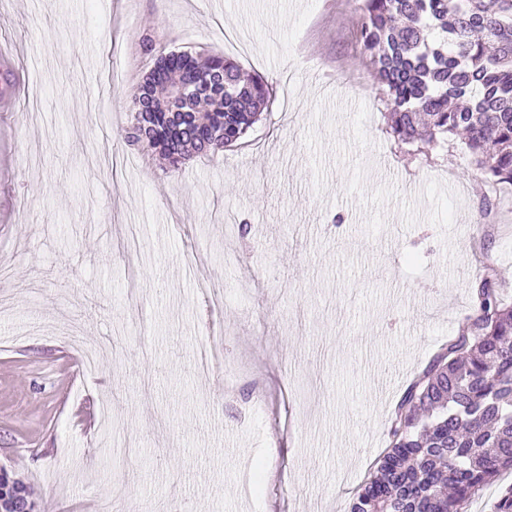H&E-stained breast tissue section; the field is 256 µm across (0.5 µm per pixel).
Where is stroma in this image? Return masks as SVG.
I'll use <instances>...</instances> for the list:
<instances>
[{"instance_id": "1", "label": "stroma", "mask_w": 512, "mask_h": 512, "mask_svg": "<svg viewBox=\"0 0 512 512\" xmlns=\"http://www.w3.org/2000/svg\"><path fill=\"white\" fill-rule=\"evenodd\" d=\"M359 21V0H0V466L40 512H349L486 264L512 301V207L481 216L460 140L387 134ZM158 31L275 91L177 171L123 140Z\"/></svg>"}]
</instances>
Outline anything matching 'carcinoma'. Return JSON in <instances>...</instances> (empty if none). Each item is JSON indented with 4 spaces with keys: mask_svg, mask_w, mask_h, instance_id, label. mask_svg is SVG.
Returning a JSON list of instances; mask_svg holds the SVG:
<instances>
[{
    "mask_svg": "<svg viewBox=\"0 0 512 512\" xmlns=\"http://www.w3.org/2000/svg\"><path fill=\"white\" fill-rule=\"evenodd\" d=\"M360 46L390 107L399 145L441 147L465 135L471 164L512 185V0H361ZM141 50L156 69L132 98L126 144L178 170L193 155L235 146L271 99L261 76L210 50ZM188 83V94L144 116L143 95ZM473 315L407 385L391 413L388 445L350 512H462L512 470V306L487 265Z\"/></svg>",
    "mask_w": 512,
    "mask_h": 512,
    "instance_id": "obj_1",
    "label": "carcinoma"
}]
</instances>
